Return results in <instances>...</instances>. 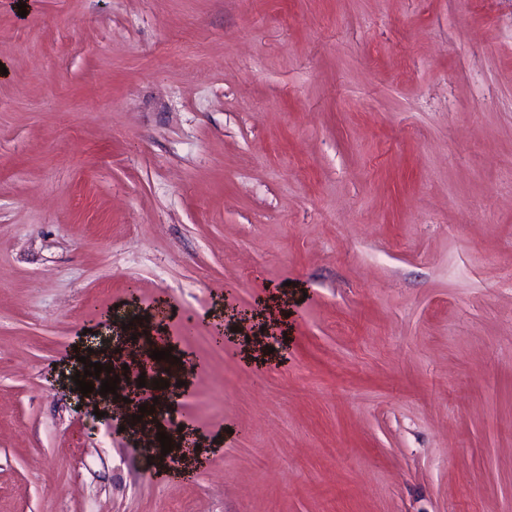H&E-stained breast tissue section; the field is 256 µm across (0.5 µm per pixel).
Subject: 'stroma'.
I'll use <instances>...</instances> for the list:
<instances>
[{
    "label": "stroma",
    "mask_w": 512,
    "mask_h": 512,
    "mask_svg": "<svg viewBox=\"0 0 512 512\" xmlns=\"http://www.w3.org/2000/svg\"><path fill=\"white\" fill-rule=\"evenodd\" d=\"M0 60V512H512V0H0ZM160 303L177 480L57 373ZM187 440L185 446H189L187 448L183 447L184 441ZM221 438L210 439L204 436H199L196 434L183 433L181 438L178 441L173 442V446L171 452L169 454H173L176 458H179V464H171L166 463L162 465L163 472L170 476H180L188 471H190L197 463H199L201 455L204 451L216 449L217 446L220 445ZM197 444H200L201 449H196ZM182 455H185V458H182Z\"/></svg>",
    "instance_id": "35a3bbf8"
}]
</instances>
